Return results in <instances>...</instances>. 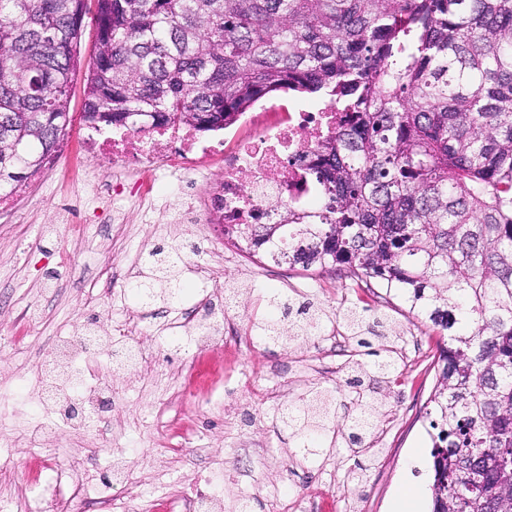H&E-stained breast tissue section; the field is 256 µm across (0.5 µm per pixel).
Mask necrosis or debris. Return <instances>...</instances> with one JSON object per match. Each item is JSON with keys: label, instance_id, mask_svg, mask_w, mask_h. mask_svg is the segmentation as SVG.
Instances as JSON below:
<instances>
[{"label": "necrosis or debris", "instance_id": "necrosis-or-debris-1", "mask_svg": "<svg viewBox=\"0 0 512 512\" xmlns=\"http://www.w3.org/2000/svg\"><path fill=\"white\" fill-rule=\"evenodd\" d=\"M333 107H318L289 100L286 107H259L245 112L224 128V135L209 140L189 126H161L138 132L116 130L88 135L84 148L111 163L112 178L98 182L100 197L116 194L132 184L141 216L161 210L166 220L178 224H218L231 235L237 224H277L287 206L311 204L317 187L308 168L314 160L318 139L336 126ZM221 158L224 174L218 181L199 187L198 176L207 160ZM177 182L180 199L159 201L152 188L157 172ZM151 317L140 309L104 332L97 323L77 327L58 337L52 359L54 378L37 389L40 404L69 428L80 430L86 420L100 417L101 408L112 400V385L106 374L115 367L137 372L146 361L138 329ZM224 320L216 312L186 315L171 334L196 350L205 351L223 339ZM52 451L38 449L26 463L33 483H44L58 512H68L73 500H86L90 512H117L119 504L107 493L91 496L98 474L72 465L43 478ZM223 473L206 477L207 488L196 494L175 489L160 498L162 512H224Z\"/></svg>", "mask_w": 512, "mask_h": 512}]
</instances>
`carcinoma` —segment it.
I'll return each mask as SVG.
<instances>
[{"mask_svg": "<svg viewBox=\"0 0 512 512\" xmlns=\"http://www.w3.org/2000/svg\"><path fill=\"white\" fill-rule=\"evenodd\" d=\"M89 13L88 0H0V195L63 150ZM93 13L92 125L220 130L284 89L329 97L342 116L314 149L315 205L239 224L232 245L344 270L448 333L430 397L432 512H512V0H95ZM148 261L155 276L131 293L152 303L163 280L177 302V248ZM269 307L281 319L265 341L286 319L315 328L308 305ZM381 326L349 315L369 357L353 389L369 368L391 373L368 339ZM310 394L281 417L305 458L337 417ZM374 426L362 400L337 432L359 445Z\"/></svg>", "mask_w": 512, "mask_h": 512, "instance_id": "obj_1", "label": "carcinoma"}]
</instances>
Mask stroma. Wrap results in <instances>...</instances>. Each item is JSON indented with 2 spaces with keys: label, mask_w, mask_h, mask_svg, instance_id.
I'll list each match as a JSON object with an SVG mask.
<instances>
[{
  "label": "stroma",
  "mask_w": 512,
  "mask_h": 512,
  "mask_svg": "<svg viewBox=\"0 0 512 512\" xmlns=\"http://www.w3.org/2000/svg\"><path fill=\"white\" fill-rule=\"evenodd\" d=\"M85 81L72 82L74 131L61 154L63 172L34 199L19 201L11 214L0 216V500L25 491L29 512H53V504L39 490L27 489L23 462L37 425L51 422L34 392L39 366L51 357L56 337L66 334L86 317L90 299H97L98 319L113 324L138 304L122 282L147 273V254L159 245H179L198 232L194 224H148L134 216V202L120 194L102 202L90 182L100 169L85 153L75 133L82 127ZM78 205L87 227L83 239L73 240L68 225L59 223L62 205ZM131 213L129 223H112L113 211ZM197 255L185 253L181 278L186 290L179 302L156 300L158 319L141 329L147 362L136 374H116L112 384L117 399L112 425L116 440L140 488L162 494L170 483L190 482L208 472L216 460L224 462V512H235L239 496L250 498L254 512H289L291 503H303L304 512H391L401 479L411 464L413 450L424 455V480H431V439L426 405L437 383V361L448 344L429 321L410 313L402 302L386 304L371 290L352 286L339 272H319L248 257L236 248L214 244L211 261L222 265L216 287L231 296L234 306L224 318L226 330L236 333L237 349L210 358L222 380L212 390L184 394L171 411L188 421L200 439L202 454L188 467L164 457L163 435L146 418L143 404L168 395L169 381L192 356L186 347L170 345L168 321L198 307L207 286L193 272ZM294 301H313L326 315L322 328L304 338L272 343L260 340L259 324L268 320L270 294ZM390 315L401 334L388 347L396 362H409L403 380L388 383L368 374L364 384L377 408L376 427L366 453L356 456L334 444L332 433L321 442L326 454L304 460L299 442L278 423L282 407L301 404L311 388L332 391L339 412L352 406L347 387L357 345L344 327L351 306ZM335 329L336 341L324 338ZM27 334L24 347L14 336ZM53 438L65 455L55 465L86 460L89 468L106 471L108 460L88 455L91 431L74 432L53 424ZM363 464L366 474L355 482L351 473Z\"/></svg>",
  "instance_id": "obj_1"
}]
</instances>
